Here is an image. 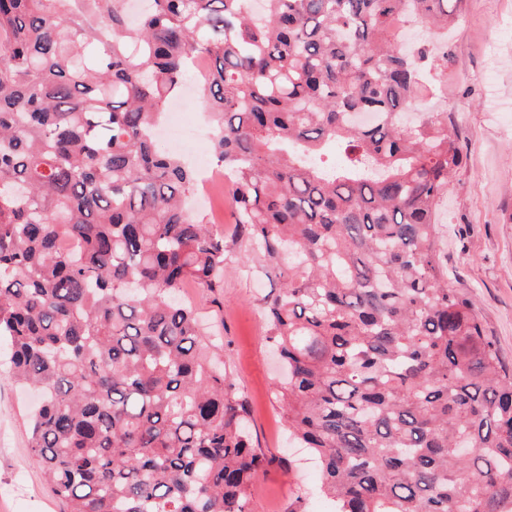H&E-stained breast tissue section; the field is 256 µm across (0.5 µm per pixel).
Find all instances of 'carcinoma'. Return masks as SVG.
<instances>
[{"instance_id":"cac0c4a2","label":"carcinoma","mask_w":512,"mask_h":512,"mask_svg":"<svg viewBox=\"0 0 512 512\" xmlns=\"http://www.w3.org/2000/svg\"><path fill=\"white\" fill-rule=\"evenodd\" d=\"M0 0V338L36 388L29 447L66 512H252L270 460L195 310L224 231L153 129L201 54L203 102L286 377L288 436L336 512H512V369L448 287L438 206L462 155L416 106L411 17L462 0ZM76 238L77 253L60 242ZM288 256V268L280 259Z\"/></svg>"}]
</instances>
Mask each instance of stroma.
<instances>
[{
    "instance_id": "1",
    "label": "stroma",
    "mask_w": 512,
    "mask_h": 512,
    "mask_svg": "<svg viewBox=\"0 0 512 512\" xmlns=\"http://www.w3.org/2000/svg\"><path fill=\"white\" fill-rule=\"evenodd\" d=\"M448 43L447 79L426 101L447 112L463 158L441 214L448 285L475 299L487 336L512 367V0H463ZM230 249L221 306H210L198 288L182 297L221 329L214 352L250 405L256 448L272 460L253 484V512H288L297 501L303 512H334L315 492L313 461L289 446L275 400L280 370L266 340L263 297L279 282L246 260L244 243ZM30 404L0 372V512H63L28 448Z\"/></svg>"
}]
</instances>
